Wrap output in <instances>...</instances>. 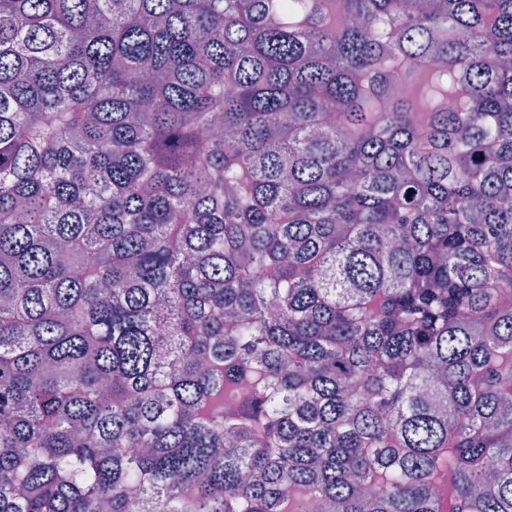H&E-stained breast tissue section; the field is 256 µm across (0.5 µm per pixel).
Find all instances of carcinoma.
I'll return each mask as SVG.
<instances>
[{
	"label": "carcinoma",
	"instance_id": "1",
	"mask_svg": "<svg viewBox=\"0 0 512 512\" xmlns=\"http://www.w3.org/2000/svg\"><path fill=\"white\" fill-rule=\"evenodd\" d=\"M134 498L512 512V0H0V512Z\"/></svg>",
	"mask_w": 512,
	"mask_h": 512
}]
</instances>
